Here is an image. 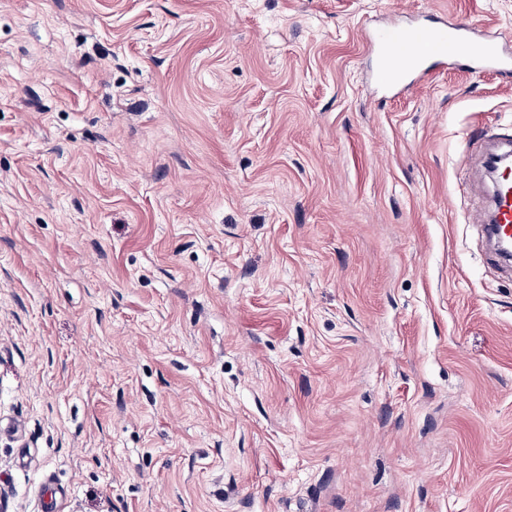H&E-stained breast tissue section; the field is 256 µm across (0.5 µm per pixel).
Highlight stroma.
Listing matches in <instances>:
<instances>
[{"mask_svg": "<svg viewBox=\"0 0 512 512\" xmlns=\"http://www.w3.org/2000/svg\"><path fill=\"white\" fill-rule=\"evenodd\" d=\"M512 0H0L6 512H512V76L373 32ZM493 203L496 224H487V232L490 236L506 237L512 232V172H503L498 176L493 186Z\"/></svg>", "mask_w": 512, "mask_h": 512, "instance_id": "stroma-1", "label": "stroma"}]
</instances>
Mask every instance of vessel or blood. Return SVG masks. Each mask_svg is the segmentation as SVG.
I'll return each mask as SVG.
<instances>
[{
	"instance_id": "vessel-or-blood-1",
	"label": "vessel or blood",
	"mask_w": 512,
	"mask_h": 512,
	"mask_svg": "<svg viewBox=\"0 0 512 512\" xmlns=\"http://www.w3.org/2000/svg\"><path fill=\"white\" fill-rule=\"evenodd\" d=\"M374 39L382 54L377 81L386 87L403 85L432 62L441 64L466 60L473 70L512 72V51L472 26L455 23L395 25L377 31ZM496 213L488 234H512V172L501 173L493 186Z\"/></svg>"
}]
</instances>
